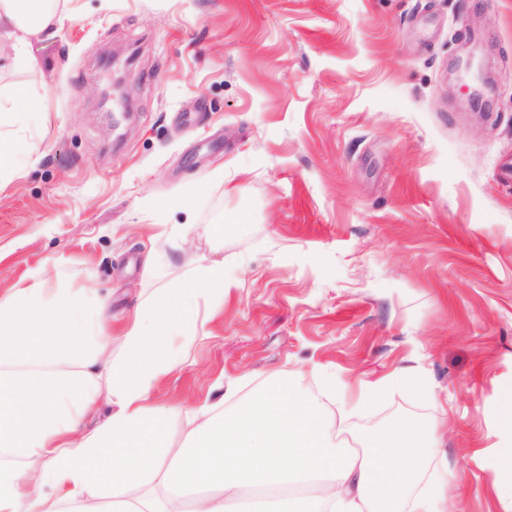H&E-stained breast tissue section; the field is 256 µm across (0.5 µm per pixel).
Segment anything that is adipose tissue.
Listing matches in <instances>:
<instances>
[{
  "label": "adipose tissue",
  "instance_id": "adipose-tissue-1",
  "mask_svg": "<svg viewBox=\"0 0 512 512\" xmlns=\"http://www.w3.org/2000/svg\"><path fill=\"white\" fill-rule=\"evenodd\" d=\"M60 20L55 0H0L11 67L42 75L31 46ZM199 298L223 307V264L160 289L116 339L108 300L59 269L0 294V512H237L249 489L275 490V512H448L447 483L424 477L441 454L430 428L395 424L340 453L319 400L281 376L232 413L197 407L171 448L152 390L194 342Z\"/></svg>",
  "mask_w": 512,
  "mask_h": 512
}]
</instances>
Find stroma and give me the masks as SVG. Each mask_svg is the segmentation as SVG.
<instances>
[{
  "label": "stroma",
  "instance_id": "1",
  "mask_svg": "<svg viewBox=\"0 0 512 512\" xmlns=\"http://www.w3.org/2000/svg\"><path fill=\"white\" fill-rule=\"evenodd\" d=\"M34 81L0 59L16 175L0 293L39 265L112 332L224 264V307L153 390L188 413L285 375L348 447L435 430L463 512H512V0H60ZM483 80L456 68L469 49ZM131 116L112 126V100ZM182 224L171 242L164 227ZM354 407L359 388L402 372Z\"/></svg>",
  "mask_w": 512,
  "mask_h": 512
}]
</instances>
